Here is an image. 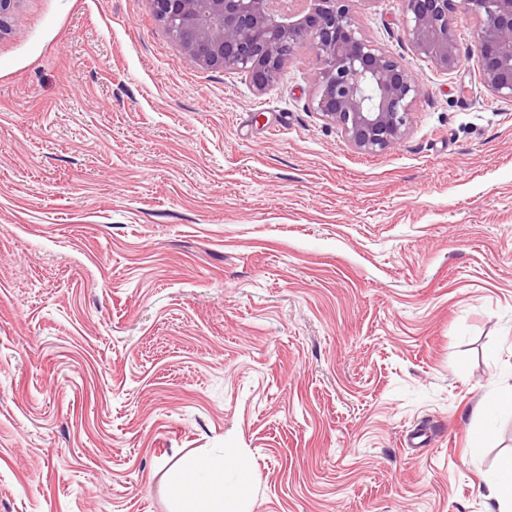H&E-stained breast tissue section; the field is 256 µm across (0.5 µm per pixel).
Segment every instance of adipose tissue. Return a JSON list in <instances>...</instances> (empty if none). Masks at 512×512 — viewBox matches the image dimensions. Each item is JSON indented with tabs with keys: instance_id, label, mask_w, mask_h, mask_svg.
Segmentation results:
<instances>
[{
	"instance_id": "adipose-tissue-1",
	"label": "adipose tissue",
	"mask_w": 512,
	"mask_h": 512,
	"mask_svg": "<svg viewBox=\"0 0 512 512\" xmlns=\"http://www.w3.org/2000/svg\"><path fill=\"white\" fill-rule=\"evenodd\" d=\"M225 455L187 459L173 475L171 490L196 512H243L242 504L251 483L249 470H241L232 485L224 482Z\"/></svg>"
}]
</instances>
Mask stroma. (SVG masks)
<instances>
[{
  "instance_id": "stroma-1",
  "label": "stroma",
  "mask_w": 512,
  "mask_h": 512,
  "mask_svg": "<svg viewBox=\"0 0 512 512\" xmlns=\"http://www.w3.org/2000/svg\"><path fill=\"white\" fill-rule=\"evenodd\" d=\"M403 8L355 5L422 87L364 153L314 112L309 44L260 92L186 61L148 0H21L0 512H178L171 471L223 451L253 473L244 512H495L512 414L478 407L512 385V105L465 12L447 76Z\"/></svg>"
}]
</instances>
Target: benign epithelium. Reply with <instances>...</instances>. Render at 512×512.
<instances>
[{
    "mask_svg": "<svg viewBox=\"0 0 512 512\" xmlns=\"http://www.w3.org/2000/svg\"><path fill=\"white\" fill-rule=\"evenodd\" d=\"M0 0V36L14 32L15 3ZM355 0H149L184 57L203 68L246 75L271 86L296 48L311 44L313 107L354 149L376 153L405 135L422 87L410 67L359 26ZM414 53L438 72L460 67L457 0H403ZM475 21L472 54L484 87L512 103V0H462Z\"/></svg>",
    "mask_w": 512,
    "mask_h": 512,
    "instance_id": "benign-epithelium-1",
    "label": "benign epithelium"
}]
</instances>
